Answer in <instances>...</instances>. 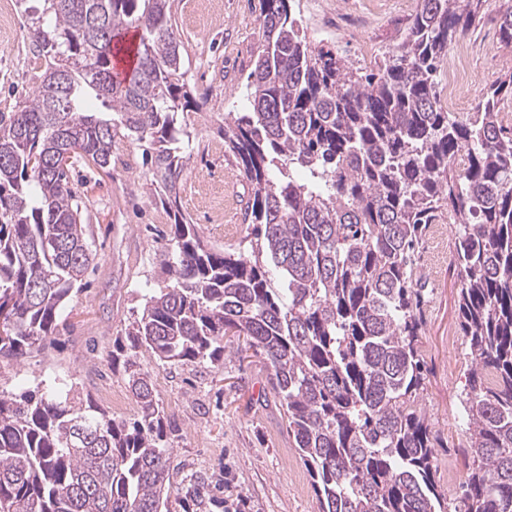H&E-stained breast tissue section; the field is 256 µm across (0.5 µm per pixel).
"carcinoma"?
<instances>
[{
	"label": "carcinoma",
	"instance_id": "obj_1",
	"mask_svg": "<svg viewBox=\"0 0 512 512\" xmlns=\"http://www.w3.org/2000/svg\"><path fill=\"white\" fill-rule=\"evenodd\" d=\"M41 2L25 13L46 67L31 100L0 113V363L46 347L92 261L59 146L109 170L117 136L146 144L174 224L164 285L111 355L138 418L54 388L0 392V512H171L174 429L138 354L215 364L227 336L262 358L321 512H512V129L500 112L512 73L460 116L436 90L487 0H419L397 49L365 74L308 40L295 0H260L252 111L224 113V152L248 188L245 251L211 249L181 211L187 132L174 116L198 106L173 0ZM130 29L135 65L117 81L116 38ZM498 30L512 46V5ZM91 94L110 117L83 109ZM445 216L459 225L450 267L471 356L451 503L421 407L419 316L420 247ZM176 500L182 512L225 508L206 472Z\"/></svg>",
	"mask_w": 512,
	"mask_h": 512
}]
</instances>
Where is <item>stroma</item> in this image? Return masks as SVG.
<instances>
[{
    "label": "stroma",
    "instance_id": "stroma-1",
    "mask_svg": "<svg viewBox=\"0 0 512 512\" xmlns=\"http://www.w3.org/2000/svg\"><path fill=\"white\" fill-rule=\"evenodd\" d=\"M415 11L405 0H296L308 39L357 68L364 65L361 43L372 47L374 61H382ZM173 12L185 48V80L201 104L200 111L177 117L178 126L190 133L181 210L216 249H242L248 245L245 202L225 192L226 184L241 177L224 153V115L248 106L246 79L262 43L259 0H174ZM358 14L369 16L371 26L354 37L337 35V23ZM466 40L472 48L466 78L481 90L499 77L483 69L485 57L502 49L496 19H485ZM44 68L29 40L0 37V112L15 111L31 99ZM113 152L118 162L111 171L82 165L74 173L85 185L82 219L95 254L86 283L65 304L48 348L0 367V391L57 383L98 403L104 387L129 391L107 353L133 321L143 295L161 285L157 258L171 219L155 195L142 148L120 137ZM455 235V227L434 224L423 239V253L434 256L435 265L423 274L420 338L426 374L421 406L440 439L435 467L451 496L456 493L451 476L466 471L467 425L460 401L470 369L467 338L457 324L458 282L448 269ZM139 363L151 373L155 394L177 428L173 486L201 470L223 482L225 498L246 497L250 512H319L268 372L252 351L227 349L215 365L163 364L146 352Z\"/></svg>",
    "mask_w": 512,
    "mask_h": 512
}]
</instances>
